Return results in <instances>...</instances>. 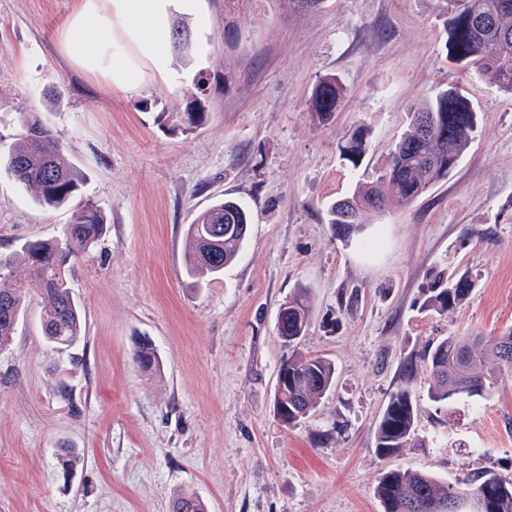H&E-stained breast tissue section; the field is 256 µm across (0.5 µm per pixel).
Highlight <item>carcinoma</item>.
I'll list each match as a JSON object with an SVG mask.
<instances>
[{
    "mask_svg": "<svg viewBox=\"0 0 512 512\" xmlns=\"http://www.w3.org/2000/svg\"><path fill=\"white\" fill-rule=\"evenodd\" d=\"M448 14V57L476 75L512 93V0H444ZM493 12L492 28L477 30L468 18ZM344 98V88L334 75L320 78L312 95L318 120L334 118ZM436 119L433 132L422 131L420 117ZM477 131V117L470 102L456 88L448 87L412 111L407 131L391 148L383 167L372 179L358 182L351 194L327 207L329 223L338 240L357 233L369 212L408 204L423 196L458 164ZM340 159L359 167L366 154L362 131H354L339 148ZM0 166L31 191L38 204L56 208L76 203L74 220L55 240L26 241L15 252L0 257V350L7 347L27 299L38 294L46 301L40 325L43 336L59 346H70L81 336L83 313L69 283L71 260L93 248L105 234L103 211L91 200H82L81 177L67 158L51 128L39 118L24 115ZM250 228L247 210L233 200L219 201L201 212L189 226L191 248L186 272L200 282L216 279L238 256ZM28 270L24 281L7 274L14 261ZM477 287L466 272L448 277L433 275L421 305L439 315L455 309ZM288 313L277 320L288 330V344H298L312 320L307 290L298 289L286 301ZM135 361L145 371L159 366L147 340L137 343ZM280 369L288 381L275 387L274 399L288 409L287 426L308 417L334 384L335 367L327 358L297 355ZM429 380L428 399L436 422L448 423L451 404L461 398L484 396L502 377L512 375V328L489 340L482 336H444L420 353H410L402 365L401 382L391 392L375 429V450L391 456L417 440L418 404L413 398L420 374ZM382 512H448L449 496L464 501L472 496L483 501L482 512H512V476L480 472L461 483H445L436 476L393 468L379 478L375 490ZM172 512H206L205 503L193 494L173 500Z\"/></svg>",
    "mask_w": 512,
    "mask_h": 512,
    "instance_id": "cac0c4a2",
    "label": "carcinoma"
}]
</instances>
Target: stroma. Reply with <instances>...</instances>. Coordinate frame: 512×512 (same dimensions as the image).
<instances>
[{
  "label": "stroma",
  "instance_id": "1",
  "mask_svg": "<svg viewBox=\"0 0 512 512\" xmlns=\"http://www.w3.org/2000/svg\"><path fill=\"white\" fill-rule=\"evenodd\" d=\"M76 5L0 0V150L19 113L43 119L107 223L69 271L79 340L47 342L35 296L0 351V512H170L187 493L207 512H381L375 489L391 468L451 483L512 475L507 378L458 402L443 433L421 401L418 442L375 450L408 353L512 328V94L449 59L441 0H200L192 49L172 56L176 78L132 96L61 54ZM327 75L346 92L323 124L311 98ZM199 81L204 121L188 130L180 118ZM449 86L479 121L457 167L336 240L328 202L381 167L412 110ZM359 128L369 147L355 169L338 147ZM224 199L248 210L249 235L223 277L199 285L186 274L187 228ZM71 219L0 170V254L58 238ZM436 267L479 275L444 315L419 310ZM300 288L313 322L292 349L277 315ZM143 339L159 357L149 372L134 361ZM296 351L331 360L336 382L288 427L274 390ZM64 443L77 453L68 470Z\"/></svg>",
  "mask_w": 512,
  "mask_h": 512
}]
</instances>
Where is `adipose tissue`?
<instances>
[{
    "label": "adipose tissue",
    "instance_id": "ef3b65f1",
    "mask_svg": "<svg viewBox=\"0 0 512 512\" xmlns=\"http://www.w3.org/2000/svg\"><path fill=\"white\" fill-rule=\"evenodd\" d=\"M198 17L199 0H78L61 34L72 65L108 90L138 93L171 72L174 14Z\"/></svg>",
    "mask_w": 512,
    "mask_h": 512
}]
</instances>
